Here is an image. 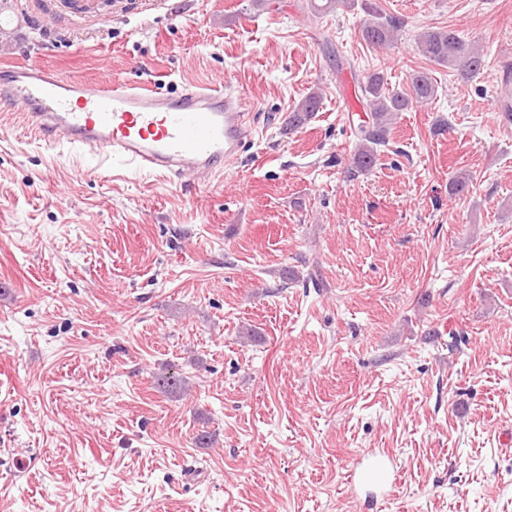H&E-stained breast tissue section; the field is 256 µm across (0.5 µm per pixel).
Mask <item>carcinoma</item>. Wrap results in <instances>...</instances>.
Segmentation results:
<instances>
[{
	"mask_svg": "<svg viewBox=\"0 0 512 512\" xmlns=\"http://www.w3.org/2000/svg\"><path fill=\"white\" fill-rule=\"evenodd\" d=\"M351 8L354 0H309L307 8L315 13L337 6ZM370 19L362 28V37L373 47H384L395 38L400 23L387 18L379 11L368 10ZM419 53L431 63L454 69L464 75L478 72L484 62L483 50L471 40L462 38L456 31L426 30L415 38ZM361 100L370 115L359 126V139L352 156L351 174L370 170L377 162L378 151L388 144L391 126L397 114L406 111L414 103H424L436 96V85L427 71L410 75L409 91L390 89L384 76L372 73L360 83ZM321 95L310 93L288 115V129L295 130L307 124L318 111Z\"/></svg>",
	"mask_w": 512,
	"mask_h": 512,
	"instance_id": "1",
	"label": "carcinoma"
}]
</instances>
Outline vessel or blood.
<instances>
[{"label":"vessel or blood","instance_id":"vessel-or-blood-1","mask_svg":"<svg viewBox=\"0 0 512 512\" xmlns=\"http://www.w3.org/2000/svg\"><path fill=\"white\" fill-rule=\"evenodd\" d=\"M0 109L40 140L111 164L184 182L223 174L252 138L243 96L229 84L184 83L174 91L112 79L61 78L38 64L8 66Z\"/></svg>","mask_w":512,"mask_h":512}]
</instances>
